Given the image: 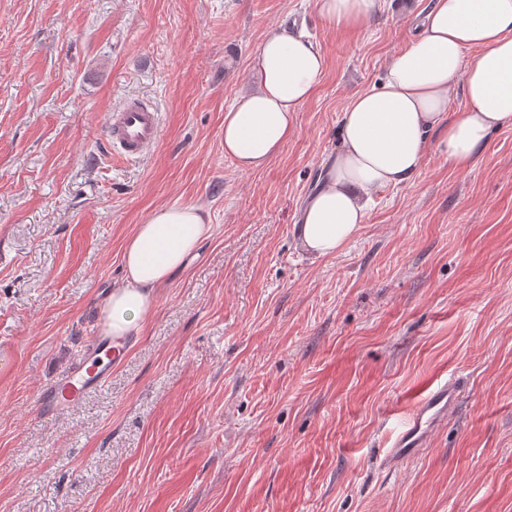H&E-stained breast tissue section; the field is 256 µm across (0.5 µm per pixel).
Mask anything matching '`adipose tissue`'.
I'll use <instances>...</instances> for the list:
<instances>
[{
	"mask_svg": "<svg viewBox=\"0 0 512 512\" xmlns=\"http://www.w3.org/2000/svg\"><path fill=\"white\" fill-rule=\"evenodd\" d=\"M379 3L314 0L323 20L345 27L368 23ZM325 65L303 33L278 27L267 34L252 58L256 89L224 112V154L239 170L266 167L295 135L296 113L314 96ZM457 86L468 106L452 112ZM505 126L512 127V0H431L421 35L394 57L380 86L351 98L340 146L299 214L300 246L317 258L336 256L358 233L372 196L406 185L430 144L462 168ZM211 233L207 213L195 206H170L137 225L123 249V282L100 312L104 334L138 332L157 288Z\"/></svg>",
	"mask_w": 512,
	"mask_h": 512,
	"instance_id": "adipose-tissue-1",
	"label": "adipose tissue"
}]
</instances>
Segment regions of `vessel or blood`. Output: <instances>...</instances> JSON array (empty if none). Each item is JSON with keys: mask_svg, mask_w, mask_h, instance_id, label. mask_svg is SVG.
Masks as SVG:
<instances>
[{"mask_svg": "<svg viewBox=\"0 0 512 512\" xmlns=\"http://www.w3.org/2000/svg\"><path fill=\"white\" fill-rule=\"evenodd\" d=\"M160 116L144 102L132 100L108 115L109 150L112 156L132 160L144 156L159 136ZM122 344L111 337L99 336L90 343L78 363L72 364L39 396L45 415L59 414L81 403L99 390L111 375L110 363L122 355ZM457 399L453 383L431 388L409 415L404 429L391 449V459H401L415 453L426 441L431 430L441 423Z\"/></svg>", "mask_w": 512, "mask_h": 512, "instance_id": "b4317fda", "label": "vessel or blood"}]
</instances>
